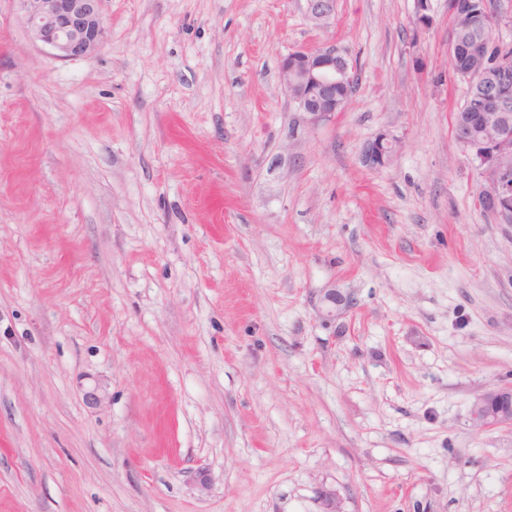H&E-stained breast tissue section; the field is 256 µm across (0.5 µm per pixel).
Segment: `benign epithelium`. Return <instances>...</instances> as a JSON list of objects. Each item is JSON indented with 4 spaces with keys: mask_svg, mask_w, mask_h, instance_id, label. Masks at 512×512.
Returning a JSON list of instances; mask_svg holds the SVG:
<instances>
[{
    "mask_svg": "<svg viewBox=\"0 0 512 512\" xmlns=\"http://www.w3.org/2000/svg\"><path fill=\"white\" fill-rule=\"evenodd\" d=\"M33 41L62 60L83 58L98 50L104 38L101 0H18ZM310 16L322 21L332 15L336 0H307ZM355 63L334 46L302 48L280 62L281 85L313 121L336 115V85L355 84ZM472 122L489 130L476 136L470 126L455 130V139L480 171L485 205L499 223L512 225V79L502 72L492 90L475 104ZM395 141L385 134L366 145L364 163L384 167L393 158ZM478 429L512 425V386L479 394L471 407Z\"/></svg>",
    "mask_w": 512,
    "mask_h": 512,
    "instance_id": "benign-epithelium-1",
    "label": "benign epithelium"
}]
</instances>
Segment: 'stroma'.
I'll use <instances>...</instances> for the list:
<instances>
[{
  "mask_svg": "<svg viewBox=\"0 0 512 512\" xmlns=\"http://www.w3.org/2000/svg\"><path fill=\"white\" fill-rule=\"evenodd\" d=\"M0 0V512H512V226L457 145L448 0ZM355 94L311 122L283 56ZM393 160L364 164L380 134ZM102 0H18L33 41L62 60L83 58L104 38ZM356 72L349 54L335 46L294 50L279 65L284 90L313 121L336 116V85L354 86ZM471 421L478 429L512 425V386L479 394L471 407Z\"/></svg>",
  "mask_w": 512,
  "mask_h": 512,
  "instance_id": "obj_1",
  "label": "stroma"
}]
</instances>
